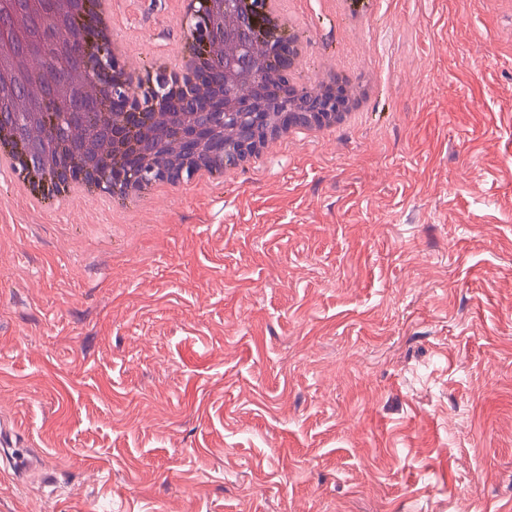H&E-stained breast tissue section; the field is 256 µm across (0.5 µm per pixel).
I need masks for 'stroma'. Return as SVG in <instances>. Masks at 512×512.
Returning a JSON list of instances; mask_svg holds the SVG:
<instances>
[{"label": "stroma", "mask_w": 512, "mask_h": 512, "mask_svg": "<svg viewBox=\"0 0 512 512\" xmlns=\"http://www.w3.org/2000/svg\"><path fill=\"white\" fill-rule=\"evenodd\" d=\"M112 8L130 67L184 46ZM294 8L381 72L334 141L135 211L0 176V413L53 473L0 512H512V11ZM326 3L332 4L336 12L348 20L354 31H362L372 17L370 1L332 0Z\"/></svg>", "instance_id": "obj_1"}]
</instances>
